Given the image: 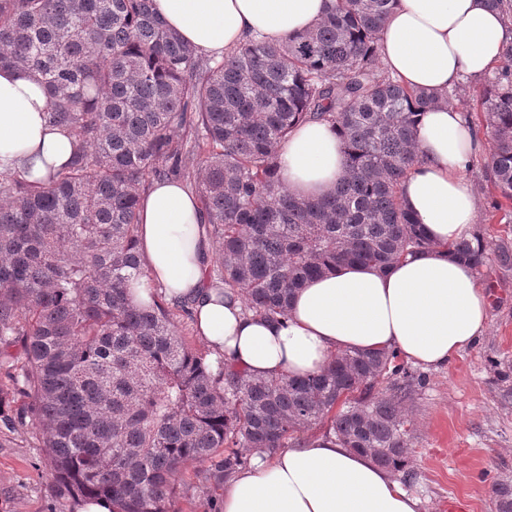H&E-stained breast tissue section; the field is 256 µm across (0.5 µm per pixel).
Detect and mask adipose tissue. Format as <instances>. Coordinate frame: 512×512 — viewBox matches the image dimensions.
<instances>
[{
  "mask_svg": "<svg viewBox=\"0 0 512 512\" xmlns=\"http://www.w3.org/2000/svg\"><path fill=\"white\" fill-rule=\"evenodd\" d=\"M331 0H155L168 27L203 54L222 57L249 39L279 42L320 20ZM512 40L486 0H397L383 29L379 57L410 88L439 93L462 76L488 74ZM48 99L24 72L0 70V171L40 180L73 152L48 126ZM421 162L408 176L405 204L428 248L385 269L341 265L309 281L285 318L245 312L242 297L208 286L212 246L197 196L177 181L156 182L140 199L138 229L146 275L138 303L154 288L195 301V331L212 359L259 377L302 376L347 350H390L422 367L447 365L484 335L491 296L472 261L449 247L470 237L477 198L465 176L482 142L460 108L441 104L417 124ZM284 184L301 197L329 193L345 171L334 125L302 123L281 146ZM224 512H418L419 501L390 472L334 439L306 440L274 456L253 454L227 482Z\"/></svg>",
  "mask_w": 512,
  "mask_h": 512,
  "instance_id": "adipose-tissue-1",
  "label": "adipose tissue"
}]
</instances>
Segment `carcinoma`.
Instances as JSON below:
<instances>
[{"mask_svg":"<svg viewBox=\"0 0 512 512\" xmlns=\"http://www.w3.org/2000/svg\"><path fill=\"white\" fill-rule=\"evenodd\" d=\"M397 0H334L312 28L251 39L204 59L153 0H0V68L32 73L47 123L73 140L44 181L0 172V424L45 449L62 504L178 512L182 466L217 492L254 452L275 455L322 429L378 466L415 479L408 405L426 377L390 351H349L302 378H257L176 330L190 302L144 274L138 201L155 181L193 182L216 259L213 286L248 313L287 315L292 297L344 263L384 269L429 246L404 205L420 162V113L467 92L406 87L382 67ZM491 141L485 181L512 208V43L481 86ZM335 124L346 171L321 198L292 194L278 150L299 124ZM476 268L512 270V246L479 232L450 246ZM512 512V480L492 486Z\"/></svg>","mask_w":512,"mask_h":512,"instance_id":"carcinoma-1","label":"carcinoma"}]
</instances>
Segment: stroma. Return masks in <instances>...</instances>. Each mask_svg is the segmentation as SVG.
<instances>
[{"label":"stroma","instance_id":"stroma-1","mask_svg":"<svg viewBox=\"0 0 512 512\" xmlns=\"http://www.w3.org/2000/svg\"><path fill=\"white\" fill-rule=\"evenodd\" d=\"M486 152L466 177L478 202L476 227L490 242L512 240V223L489 220L494 191L482 174ZM496 303L485 335L448 365L426 369L411 403L410 448L420 512H493L491 487L512 480V272L483 267ZM42 449L0 442V512H61Z\"/></svg>","mask_w":512,"mask_h":512}]
</instances>
